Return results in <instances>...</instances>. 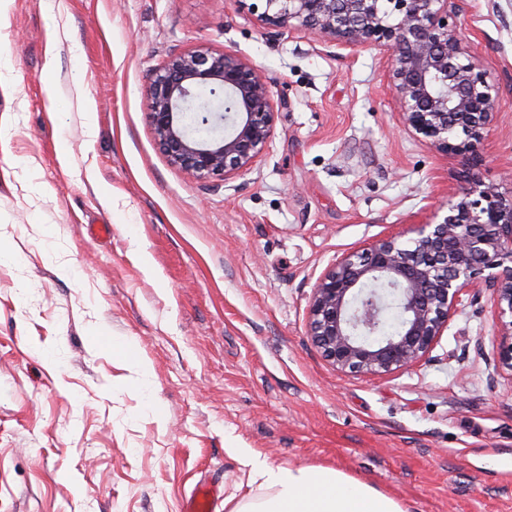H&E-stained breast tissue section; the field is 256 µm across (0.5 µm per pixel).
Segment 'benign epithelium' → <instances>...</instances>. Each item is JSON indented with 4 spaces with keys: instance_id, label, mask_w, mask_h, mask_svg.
Segmentation results:
<instances>
[{
    "instance_id": "benign-epithelium-1",
    "label": "benign epithelium",
    "mask_w": 512,
    "mask_h": 512,
    "mask_svg": "<svg viewBox=\"0 0 512 512\" xmlns=\"http://www.w3.org/2000/svg\"><path fill=\"white\" fill-rule=\"evenodd\" d=\"M460 0H263L260 20L319 31L343 46L389 52V79L402 124L470 170L438 222L415 225L416 237L372 241L338 258L318 280L308 335L337 371L384 376L419 363L437 343L471 288L489 294L495 360L512 378V197L474 177L481 146L496 120L497 89L467 46ZM227 103L208 112L230 131L199 141L182 112L201 87ZM150 124L169 163L200 181L228 182L269 150L277 110L262 70L230 52L170 54L146 87ZM396 290L402 324L383 335L386 302Z\"/></svg>"
}]
</instances>
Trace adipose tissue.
Wrapping results in <instances>:
<instances>
[{
	"mask_svg": "<svg viewBox=\"0 0 512 512\" xmlns=\"http://www.w3.org/2000/svg\"><path fill=\"white\" fill-rule=\"evenodd\" d=\"M266 494L239 502L232 512H405L387 493L330 467L274 468L250 449H237Z\"/></svg>",
	"mask_w": 512,
	"mask_h": 512,
	"instance_id": "obj_1",
	"label": "adipose tissue"
}]
</instances>
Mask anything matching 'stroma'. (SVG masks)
<instances>
[{"label":"stroma","instance_id":"obj_1","mask_svg":"<svg viewBox=\"0 0 512 512\" xmlns=\"http://www.w3.org/2000/svg\"><path fill=\"white\" fill-rule=\"evenodd\" d=\"M253 2L10 0L0 512H182L204 482L226 512L261 492L239 448L341 469L406 512H512V381L487 292L383 377L336 371L307 331L336 257L446 213L462 157L403 129L386 53L270 37ZM464 18L498 90L478 175L510 196L512 0H465ZM185 49L245 57L278 110L269 152L224 186L173 167L150 125L145 89Z\"/></svg>","mask_w":512,"mask_h":512}]
</instances>
